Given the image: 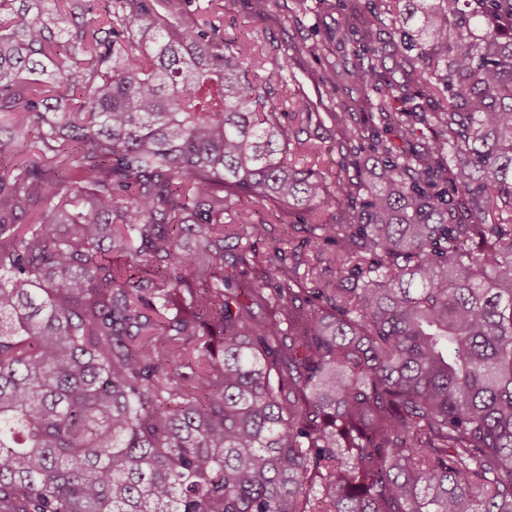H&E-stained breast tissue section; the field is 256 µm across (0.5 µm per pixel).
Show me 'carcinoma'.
<instances>
[{
    "label": "carcinoma",
    "instance_id": "cac0c4a2",
    "mask_svg": "<svg viewBox=\"0 0 512 512\" xmlns=\"http://www.w3.org/2000/svg\"><path fill=\"white\" fill-rule=\"evenodd\" d=\"M208 2L0 0V512H512V0H339L373 186ZM298 219L295 217L288 218L286 215L284 224H274V229L272 231V236L280 239L281 246L286 250L287 262L289 265L295 264L296 262L302 261V265L299 268L300 274H304L307 269V265L305 264V260H309V256L312 255L310 253V248L307 247L304 251H299V254L294 256L291 248L293 245L299 242V239L305 237L307 234L301 228L302 225L297 224ZM291 223H296L295 226H291Z\"/></svg>",
    "mask_w": 512,
    "mask_h": 512
}]
</instances>
